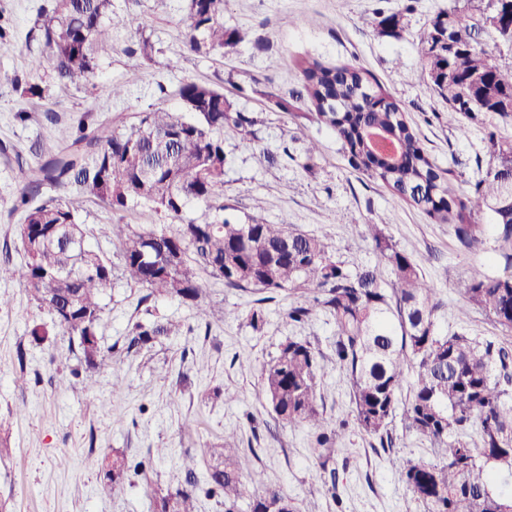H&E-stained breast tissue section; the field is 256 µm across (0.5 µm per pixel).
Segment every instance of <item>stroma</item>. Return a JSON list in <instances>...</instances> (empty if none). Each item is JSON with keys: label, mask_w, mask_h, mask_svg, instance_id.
<instances>
[{"label": "stroma", "mask_w": 512, "mask_h": 512, "mask_svg": "<svg viewBox=\"0 0 512 512\" xmlns=\"http://www.w3.org/2000/svg\"><path fill=\"white\" fill-rule=\"evenodd\" d=\"M51 0H0V26L8 36L0 46V261L24 263L18 238L22 211L15 203L31 167L62 151L78 124L111 120L130 124L153 107L176 112L184 106L179 86L203 81L223 89L238 109L257 120V138L242 143L224 135V203L229 217H253L289 224L322 237L329 252L349 271L373 264L366 227L383 225L386 235L409 255L444 302L437 320L441 333L463 332L492 339L512 350V333L486 313L469 310L456 283L471 269L500 275L503 260L493 242L463 249L451 225L432 223L411 203L381 182L354 169L332 132L308 108L278 110L265 94L289 98L302 89L300 64L314 58L327 65L352 64L370 71L404 109L431 159L452 170L458 192L468 190L477 164L487 158L486 117L460 116L461 130L448 127V106L429 90L428 71L416 45V32L454 0H227L226 27L248 28L253 41L219 55L196 54L186 45L188 0H112L115 10H131L140 30L116 31L100 53L94 78L82 87H64L51 67L32 72L29 61L48 50L33 21ZM403 10L400 36L381 34L379 15ZM154 46L151 60L128 53L142 38ZM42 98L27 94L29 84ZM126 84L124 96L112 88ZM53 119H46V112ZM319 150L307 154L310 142ZM89 243L117 260L118 247L101 233L103 225L133 229L162 225L147 204L113 213L88 202L78 216ZM201 303L162 293L147 295L114 272L102 299L97 339L104 364L87 367L24 287L0 276V501L8 512H153V498L184 481L185 455L235 434L244 470L261 471L266 484L282 488L301 512H424L393 470L390 460L431 458L429 443L406 431L400 420L389 426L393 445L352 425L351 386L336 364V326L319 310L307 320H289L292 293L257 302L255 294L225 287L222 279L200 272ZM219 306L229 317L206 324L201 306ZM262 309L264 325L253 330L248 317ZM180 323L181 333L142 348H128L135 323ZM48 337L34 340L33 325ZM310 343L323 355L317 395L327 429L336 433L325 456L313 451L310 427L272 426L262 395L264 369L288 341ZM25 370L26 383L15 381ZM233 400H225V393ZM146 460L143 472L107 487L88 457L114 453ZM338 484H330V471Z\"/></svg>", "instance_id": "1"}]
</instances>
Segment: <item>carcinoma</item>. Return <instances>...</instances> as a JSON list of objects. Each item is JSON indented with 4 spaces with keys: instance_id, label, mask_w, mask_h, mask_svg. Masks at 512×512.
<instances>
[{
    "instance_id": "carcinoma-1",
    "label": "carcinoma",
    "mask_w": 512,
    "mask_h": 512,
    "mask_svg": "<svg viewBox=\"0 0 512 512\" xmlns=\"http://www.w3.org/2000/svg\"><path fill=\"white\" fill-rule=\"evenodd\" d=\"M501 0H458L438 12L418 37L429 89L448 103V121L458 114L483 113L512 122V54L504 55L486 29L487 12ZM225 0H189L186 46L194 53L224 52L245 33L224 26ZM403 12L377 22L390 36L402 30ZM139 28L140 18L118 14L112 0H53L35 19L49 50L56 80L78 87L95 74L99 52L112 40V28ZM457 50H448V45ZM306 99L317 120L333 131L349 163L418 207L435 224L454 225L460 244L484 243L487 228L475 217L488 213L495 250L512 268V140L486 133L485 172L458 194L453 172L439 168L403 109L370 73L350 64L301 63ZM188 115L155 109L118 129L112 121L94 127L79 122L65 150L32 170L21 189L26 234L19 239L26 257L18 267L0 266V275L19 280L30 297L47 309L85 363L96 365L102 351L97 329L100 295L112 284V261L88 245L77 223L83 203L93 199L122 212L132 203L151 205L172 223L136 232L129 224H107L118 242L127 279L152 292L194 302L201 294L195 267L224 280V286L261 295L301 293L306 300L288 307V319L306 320L327 312L336 325L333 353L352 388L353 419L368 435L384 437L397 408V394L409 383L402 408L406 430L430 442L435 460H396L393 467L426 512H512V352L492 341L463 333L442 335L435 316L443 303L417 265L392 244L377 224L368 225L377 265L355 273L335 259L324 241L288 224L221 220L181 223L188 204L224 211V137L256 138L257 120L239 110L210 84L183 83L178 91ZM49 184L70 193L65 200L30 202ZM394 280L382 286L378 265ZM458 292L505 332H512V274L492 276L479 267L457 285ZM178 333L170 322L137 323L129 347ZM320 350L309 343L283 344L262 374L272 419L279 425L317 429L318 455L331 447L317 398ZM477 426L479 443L468 431ZM235 437L219 448H202L209 460L205 493L221 499L224 512H237L250 495V512H298L280 488L265 484L256 471L243 473ZM98 466L105 484L119 485L142 460L117 455ZM195 469L185 467V485L154 501V512H195Z\"/></svg>"
}]
</instances>
